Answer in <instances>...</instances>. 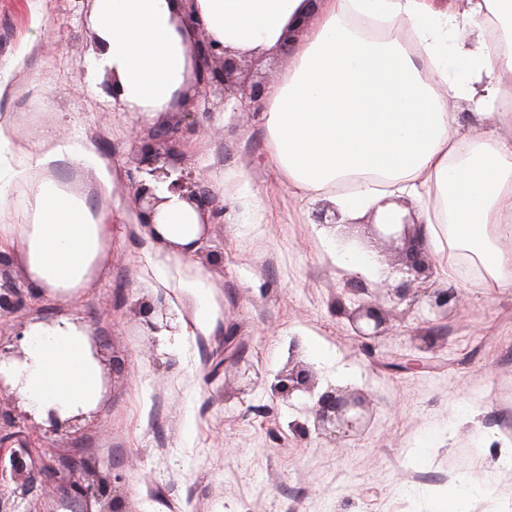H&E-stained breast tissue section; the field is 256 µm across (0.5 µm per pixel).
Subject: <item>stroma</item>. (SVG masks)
Listing matches in <instances>:
<instances>
[{
	"mask_svg": "<svg viewBox=\"0 0 512 512\" xmlns=\"http://www.w3.org/2000/svg\"><path fill=\"white\" fill-rule=\"evenodd\" d=\"M91 0H0V118L19 146L45 135L87 144L92 167L69 162L52 176L77 193L95 218L112 227V247L91 288L63 305L37 291L16 262H0V286L20 291L21 302L0 310V348L21 353L19 331L35 323L77 321L100 355L101 398L78 420L54 429L28 411L10 389L0 390V412L15 421V438L46 450L57 464L84 463L82 483L37 476L27 495L0 479V512H431L429 485L448 474L482 489V512H512V487L482 488L497 461V445L478 446L468 429L449 431L463 401L487 406L497 424L512 393V292L452 282L459 307L432 312L428 289L444 287L428 270L403 300L389 297L405 274L402 243L352 229L363 239L381 275L367 283L369 300L387 313L374 352L363 350L343 301L353 275L324 244L337 227L318 223L323 199L299 191L272 160L262 107L232 110L239 91L213 86L192 93L151 119L135 118L113 102L112 77H91L96 48ZM192 112L196 125L178 120ZM166 122L176 132L167 147L177 167L191 171L223 207L193 261L204 268L224 304V322L210 335L183 333L192 302L148 274L150 245L132 203L147 179L137 160L140 135ZM434 335L432 348L422 338ZM233 337L239 365L224 361ZM297 355L315 376L314 394L283 401L272 394L276 376ZM420 357L425 370L396 373L390 361ZM121 372H113V362ZM253 367L259 387L242 372ZM345 388L366 400L367 428L340 437L318 428L315 393ZM429 441L428 457L417 447Z\"/></svg>",
	"mask_w": 512,
	"mask_h": 512,
	"instance_id": "stroma-1",
	"label": "stroma"
}]
</instances>
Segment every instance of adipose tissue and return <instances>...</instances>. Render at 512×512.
Wrapping results in <instances>:
<instances>
[{"instance_id":"ef3b65f1","label":"adipose tissue","mask_w":512,"mask_h":512,"mask_svg":"<svg viewBox=\"0 0 512 512\" xmlns=\"http://www.w3.org/2000/svg\"><path fill=\"white\" fill-rule=\"evenodd\" d=\"M177 0H94L98 45L93 74H111L119 104L146 116L168 109L190 74V33ZM209 38L225 49L262 58L288 48L291 65L266 96L265 123L273 158L295 188L315 193L352 175L353 190L332 194L342 218L376 211L393 219V195L419 205L427 243L445 278L459 252L479 271V288H512V47L490 54L467 48L462 33L499 24L512 43V0H196ZM300 26L291 45L286 29ZM471 101L494 128L483 142L461 136L447 96ZM0 121V256L23 267L29 282L61 304L94 282L112 245L111 225L51 178L33 180L25 204L9 197L13 181L68 159L89 164L84 146L52 138L33 144L20 165L6 150ZM150 235L155 282L195 302L192 332L212 333L224 321L210 275L192 257L205 232L197 208L166 183ZM80 326L64 321L30 327L23 359L0 356V378L11 382L32 412L65 419L99 399L100 367Z\"/></svg>"}]
</instances>
